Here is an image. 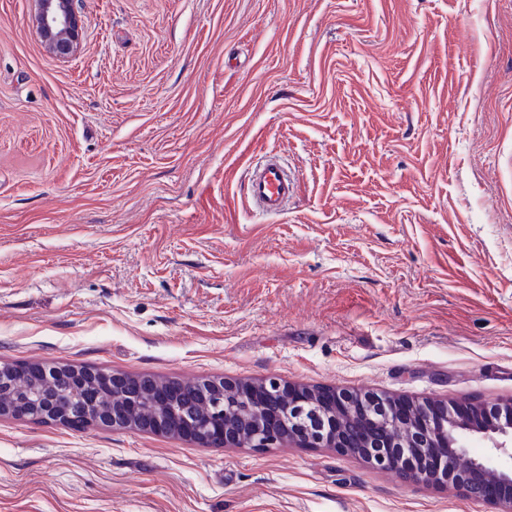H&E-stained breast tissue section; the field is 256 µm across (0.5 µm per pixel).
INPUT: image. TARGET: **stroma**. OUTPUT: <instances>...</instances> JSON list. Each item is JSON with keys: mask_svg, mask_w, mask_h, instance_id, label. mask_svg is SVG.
<instances>
[{"mask_svg": "<svg viewBox=\"0 0 512 512\" xmlns=\"http://www.w3.org/2000/svg\"><path fill=\"white\" fill-rule=\"evenodd\" d=\"M0 0V364L512 401V0ZM298 178L261 218L250 172ZM0 512H500L298 441L0 417ZM35 32L47 50L60 60L77 55L81 49L83 21L78 0H33Z\"/></svg>", "mask_w": 512, "mask_h": 512, "instance_id": "1", "label": "stroma"}]
</instances>
